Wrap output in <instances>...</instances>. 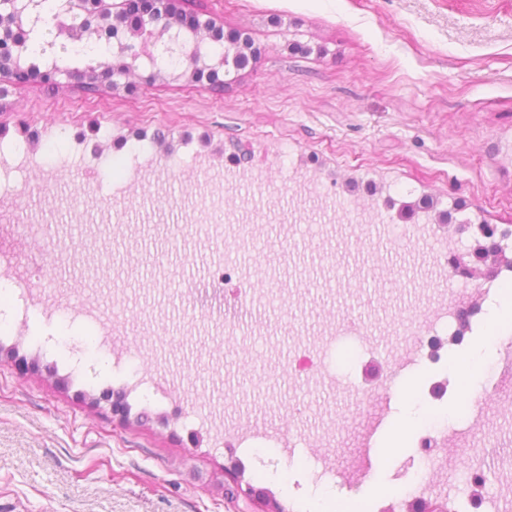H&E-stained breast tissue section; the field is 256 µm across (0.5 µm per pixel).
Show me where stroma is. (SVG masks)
<instances>
[{
    "instance_id": "stroma-1",
    "label": "stroma",
    "mask_w": 512,
    "mask_h": 512,
    "mask_svg": "<svg viewBox=\"0 0 512 512\" xmlns=\"http://www.w3.org/2000/svg\"><path fill=\"white\" fill-rule=\"evenodd\" d=\"M202 18L238 29L263 53L232 71L223 93L178 69L132 91L76 84L55 90L11 82L0 89V141L47 130L41 166L13 169L0 199L32 234L0 243L21 260L0 270V291L29 305L12 343L37 361L25 372L0 360V512H263L225 476L228 436L253 437L242 479L286 512H316L325 493L357 512L379 491L396 512L419 468L415 449H385L409 428L465 421L461 405L422 398L425 367L380 391V420L349 382L361 378L336 330L362 314L378 362L402 355L409 318L451 292L433 261L438 240L411 235L464 200L478 224H512V0H189ZM308 53L291 52L292 44ZM97 138L91 163L71 149ZM150 160L128 181L127 156ZM125 183L124 203H111ZM396 196L390 221L364 202ZM435 206L418 209L421 198ZM251 226L252 243L196 234L195 225ZM232 261L253 289L244 308L212 285ZM505 288L491 289L483 327L448 353L442 376L461 390L471 374L495 439L512 456V393L498 385ZM54 356L78 353L84 380ZM324 367L299 370L297 347ZM141 383L144 401L119 421L109 400ZM173 401L150 402L156 389ZM205 422L196 439L179 414Z\"/></svg>"
}]
</instances>
